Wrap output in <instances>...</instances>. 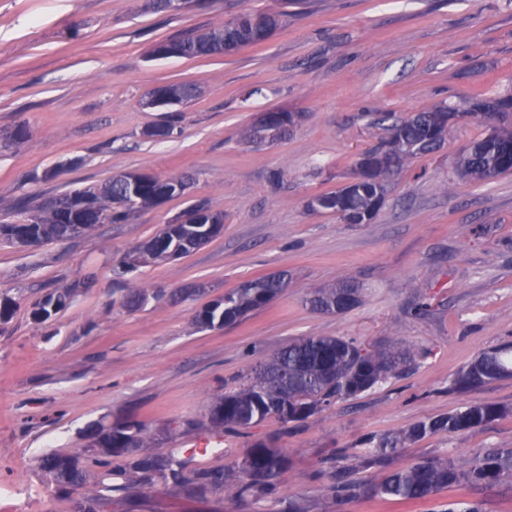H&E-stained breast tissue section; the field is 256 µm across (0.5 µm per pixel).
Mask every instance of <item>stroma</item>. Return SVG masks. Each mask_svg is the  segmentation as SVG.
<instances>
[{
	"label": "stroma",
	"mask_w": 512,
	"mask_h": 512,
	"mask_svg": "<svg viewBox=\"0 0 512 512\" xmlns=\"http://www.w3.org/2000/svg\"><path fill=\"white\" fill-rule=\"evenodd\" d=\"M243 10L287 12L265 42L231 55L158 59L159 42L220 26ZM191 83L198 96L147 108L152 89ZM477 92L512 94V0H191L182 11L149 0H0V221L36 204L139 172L190 178L174 198L121 224L36 247L0 243V483L27 489L25 505L0 512H73L37 465L74 455L92 432L129 417L148 432L144 453L186 452L189 470L234 476L253 444L286 451L274 495L239 498L221 489L197 499L189 487L137 478L107 512H438L478 499L512 512V488L462 485L427 500L371 493L385 471L426 458H473L512 448V416L458 434L406 443L386 467H348L369 436L470 403L512 407V377L453 391L483 351L512 343V174L460 178L458 154L490 120L456 118L440 148L387 179L373 223L346 224L309 199L353 179L360 155L387 138L377 112L403 118ZM297 120L279 140L249 143L259 113ZM171 123L169 136L147 128ZM224 214V232L174 260L124 274V255L157 235L190 201ZM277 272L285 288L231 325L199 327L206 304ZM349 277L358 306L326 314L310 291ZM76 286L69 306L40 323L31 305ZM143 293L140 307L127 304ZM425 302L424 314L414 312ZM305 336L356 340L372 351L409 346L411 366L304 422L270 418L241 433L207 430L212 403L239 389L248 370ZM350 490L335 493L337 482Z\"/></svg>",
	"instance_id": "35a3bbf8"
}]
</instances>
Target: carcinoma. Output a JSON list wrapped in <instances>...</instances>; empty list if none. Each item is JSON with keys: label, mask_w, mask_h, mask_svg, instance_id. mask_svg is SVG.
I'll use <instances>...</instances> for the list:
<instances>
[{"label": "carcinoma", "mask_w": 512, "mask_h": 512, "mask_svg": "<svg viewBox=\"0 0 512 512\" xmlns=\"http://www.w3.org/2000/svg\"><path fill=\"white\" fill-rule=\"evenodd\" d=\"M282 24L277 14L245 10L204 32H191L170 40L178 46L181 58L225 55L267 40ZM163 89L181 102L197 95L190 84L165 85ZM484 116L488 119L512 114V95L474 94L462 107L441 104L426 112H416L393 122L389 137L377 148L365 153L371 171L357 169L360 182L347 192L320 194L324 210L333 212L346 224H370L380 211L386 196V175L402 168L415 157L439 148L448 136V128L458 114ZM456 169L460 176L482 181L512 173V128L495 126L470 149L459 155ZM166 183L158 178L138 187L137 196L129 194V185L110 179L97 188L61 194L81 211L60 210L40 203L21 223H1L0 239L14 242L18 231H26L37 243L65 241L89 233L98 224H119L135 212L156 207ZM159 237L129 251L121 268L138 267L148 261L162 260ZM285 282L277 275L249 281L224 294L221 300L203 306L196 315L201 327L227 325L273 300ZM74 292L60 288L33 304L32 317L44 322L67 307ZM362 289L342 278L333 288H319L309 298L319 311L340 313L356 307ZM411 361V352L402 347L367 351L354 342L334 336H310L289 343L259 364L239 390L218 398L210 408V431L249 428L269 417L283 423L305 421L338 399L355 398L376 385L398 375ZM512 377V344L485 351L457 375L458 390L476 387L491 380ZM511 414L512 409L471 403L448 415L421 420L396 435L373 436L368 440V454L357 459L362 465L386 463L399 446L416 442L437 431L450 434L478 428ZM143 422L129 420L94 434L91 444L77 455L46 454L38 459L41 471L61 492L86 484L92 493L83 497L85 512H105L112 494L125 489L131 473L149 476L161 483L188 482L198 496L216 489H228L238 497L269 496L275 493V479L288 465V456L280 448L257 442L242 461L239 475L228 482L221 470H196L187 478V461L178 452L142 455L146 441ZM127 459L122 471L112 468V459ZM512 483V450L488 451L459 465L448 459H425L386 474L375 493L384 500L417 501L427 499L453 486Z\"/></svg>", "instance_id": "carcinoma-1"}]
</instances>
